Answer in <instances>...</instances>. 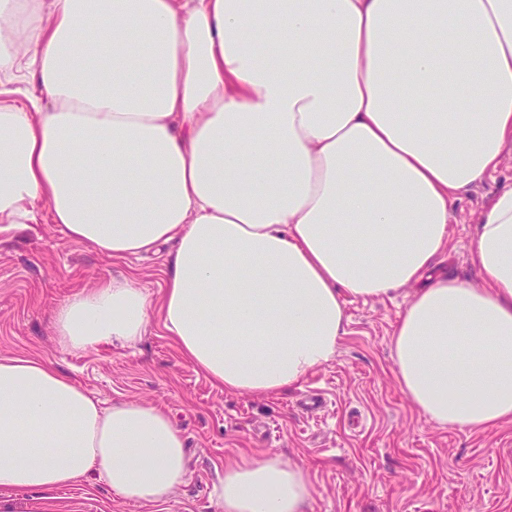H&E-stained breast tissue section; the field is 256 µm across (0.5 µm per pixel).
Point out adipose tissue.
Here are the masks:
<instances>
[{
	"label": "adipose tissue",
	"mask_w": 512,
	"mask_h": 512,
	"mask_svg": "<svg viewBox=\"0 0 512 512\" xmlns=\"http://www.w3.org/2000/svg\"><path fill=\"white\" fill-rule=\"evenodd\" d=\"M23 66L35 95L0 99V234L43 203L112 259L169 249L160 297L106 276L63 302L61 345L129 346L156 314L213 385L270 395L334 358L347 298L413 284L402 391L444 425L512 422V187L477 216L480 286L434 270L456 201L512 154V0H0V75ZM188 471L163 408L0 356V491L96 475L161 505ZM213 496L306 512L313 487L244 456Z\"/></svg>",
	"instance_id": "1"
}]
</instances>
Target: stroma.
I'll list each match as a JSON object with an SVG mask.
<instances>
[{
  "label": "stroma",
  "instance_id": "obj_1",
  "mask_svg": "<svg viewBox=\"0 0 512 512\" xmlns=\"http://www.w3.org/2000/svg\"><path fill=\"white\" fill-rule=\"evenodd\" d=\"M503 186H512V160L456 203L440 269L480 284L470 256L476 219ZM40 214L39 223L0 236V355L48 358L108 404L165 407L185 436L190 473L158 506L125 502L93 477L52 500L0 492V512H217L212 491L225 463L270 451L308 471V512H512V423L486 432L439 424L397 381L390 337L413 287L348 300L334 359L300 386L267 396L227 393L183 362L155 317L133 346L63 348L52 325L62 301L131 270L158 296L166 255L115 261L68 240L48 209Z\"/></svg>",
  "mask_w": 512,
  "mask_h": 512
}]
</instances>
